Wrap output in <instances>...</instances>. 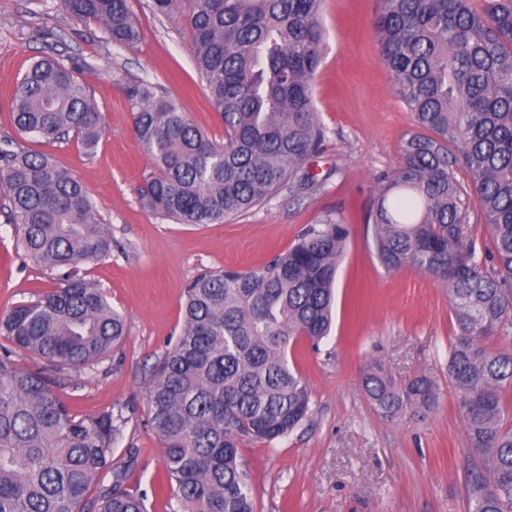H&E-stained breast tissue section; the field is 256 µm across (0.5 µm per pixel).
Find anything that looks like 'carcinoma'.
<instances>
[{"label": "carcinoma", "instance_id": "carcinoma-1", "mask_svg": "<svg viewBox=\"0 0 512 512\" xmlns=\"http://www.w3.org/2000/svg\"><path fill=\"white\" fill-rule=\"evenodd\" d=\"M79 21H97L112 44L140 41L128 0H63ZM323 0H153L184 16L210 103L224 121L214 144L153 84L128 85L133 129L153 172L139 189L145 209L179 224H221L286 191L295 196L331 176L307 162L326 129L313 94L325 49ZM378 57L415 129L385 177L367 223L378 262L438 279L457 334L448 380L461 394L466 512H512V0H381ZM16 131L89 153L105 133L102 113L73 67L41 56L15 86ZM464 170L467 184L457 179ZM0 193L17 249L57 286L0 317V338L60 367L106 357L126 335L124 316L87 278L111 237L83 185L48 157L0 148ZM494 251L480 254L471 215ZM347 225L325 219L287 251L246 270L199 274L185 287L184 323L147 386L151 425L164 448L174 512H255L239 457L247 439L272 442L310 411L305 381L289 361L301 339L318 344L333 322L336 274ZM386 417L437 404L422 374L396 388L381 366L362 380ZM124 421L78 416L47 376L23 369L0 346V512H147L123 487L112 447Z\"/></svg>", "mask_w": 512, "mask_h": 512}]
</instances>
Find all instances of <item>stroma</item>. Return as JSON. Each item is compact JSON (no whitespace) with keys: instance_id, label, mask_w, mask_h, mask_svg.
Masks as SVG:
<instances>
[{"instance_id":"obj_1","label":"stroma","mask_w":512,"mask_h":512,"mask_svg":"<svg viewBox=\"0 0 512 512\" xmlns=\"http://www.w3.org/2000/svg\"><path fill=\"white\" fill-rule=\"evenodd\" d=\"M151 5L130 0L142 39L127 49L113 46L99 23L72 18L62 0H0V140L49 156L83 184L112 237L110 253L88 277L127 324L122 346L81 370L59 369L22 350L13 353L16 364L43 369L75 414L125 418L113 448L124 484L145 494L149 512H170L146 388L180 334L186 285L205 270L260 265L287 251L307 225L339 219L349 237L331 333L316 347L299 341L292 353L310 392V412L283 438L239 446L256 512H465L470 452L460 393L447 375L457 333L448 294L433 276L384 269L365 224L376 187L398 166L401 141L413 128L378 58L373 21L380 0L324 3L327 47L314 97L327 139L309 165L332 170L328 183L298 197L281 193L208 226L174 223L138 201L153 167L134 135L128 84L153 83L158 96L172 100L214 143L224 141L183 17L154 14ZM49 54L76 66L104 116L106 132L93 153L74 140L49 143L15 131L11 92L29 63ZM53 286L45 269L17 254L8 202L0 197V316ZM377 362L398 387L430 375L436 407L380 415L362 387Z\"/></svg>"}]
</instances>
